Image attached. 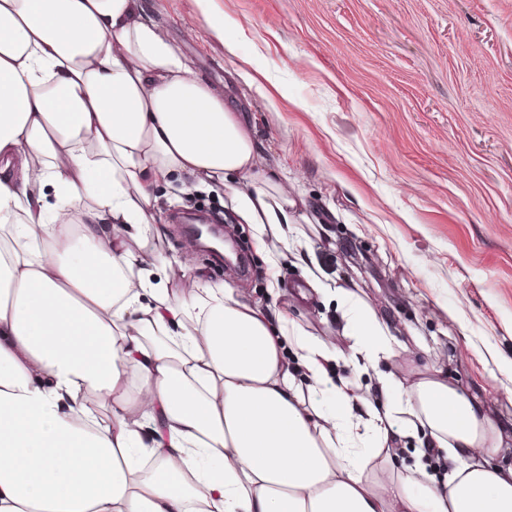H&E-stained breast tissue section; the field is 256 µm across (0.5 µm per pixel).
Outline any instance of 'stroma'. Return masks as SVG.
I'll return each instance as SVG.
<instances>
[{"label":"stroma","mask_w":512,"mask_h":512,"mask_svg":"<svg viewBox=\"0 0 512 512\" xmlns=\"http://www.w3.org/2000/svg\"><path fill=\"white\" fill-rule=\"evenodd\" d=\"M144 0L163 36L235 107L265 163L285 170L303 215L257 245L246 279L189 254L174 218L224 216V191L186 176L158 188L166 234L145 255L189 258L170 286L228 283L326 345L348 349L334 297L306 268L387 317L402 346L380 372L443 370L502 424L512 448V0Z\"/></svg>","instance_id":"1"}]
</instances>
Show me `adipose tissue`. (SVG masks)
I'll return each mask as SVG.
<instances>
[{"mask_svg":"<svg viewBox=\"0 0 512 512\" xmlns=\"http://www.w3.org/2000/svg\"><path fill=\"white\" fill-rule=\"evenodd\" d=\"M177 174L223 186L259 241L296 206L142 0H0V512H512L501 427L444 371L334 381L399 345L352 290L344 353L143 267ZM419 436L443 480L399 464Z\"/></svg>","mask_w":512,"mask_h":512,"instance_id":"1","label":"adipose tissue"}]
</instances>
